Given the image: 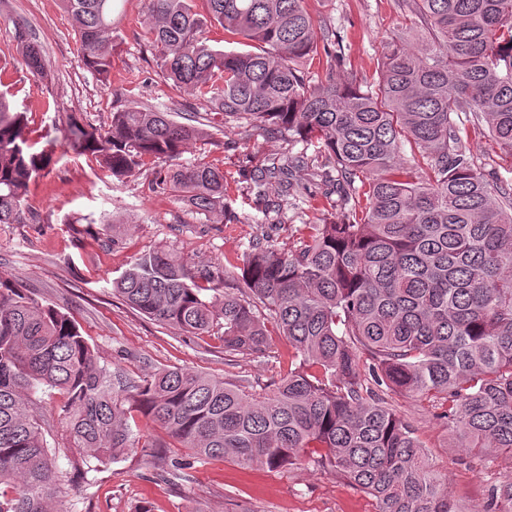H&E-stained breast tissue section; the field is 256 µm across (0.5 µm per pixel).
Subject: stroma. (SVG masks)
<instances>
[{
  "mask_svg": "<svg viewBox=\"0 0 512 512\" xmlns=\"http://www.w3.org/2000/svg\"><path fill=\"white\" fill-rule=\"evenodd\" d=\"M145 0H115L121 46L108 81L81 64L75 23L61 0H0V93L14 111L25 113L26 132L38 147L51 150L54 162L28 184L27 224H0V275L25 294L69 314L110 370L136 378L167 367L209 373L258 391L285 376L293 349L272 335L269 355L226 356L218 331L200 337L181 335L127 306L112 281L141 254L163 248L190 270L207 269L216 281L241 287L227 261L243 243L270 233L284 250L295 249L305 224H321L323 211L310 198L317 186L294 180L295 208L281 226L269 229L252 180L269 158L288 151L280 136L249 132L225 123L220 112L169 86L148 48ZM316 23L331 25L342 39L346 66L361 82L376 74L383 42L411 16L397 0H308ZM25 29L37 44L44 77L21 64L16 32ZM153 106L187 117L198 113L209 139L190 145L173 166L206 160L223 169L229 185L231 217H206L174 193L153 187L156 164L118 180L97 162L76 154L67 133L69 117L87 127L104 128L113 111ZM463 145L485 174L512 181V160L484 135L469 134ZM108 214L106 224H88V215ZM411 420L448 489L463 512H485L488 489L506 473L507 462L468 454L455 445L448 426L424 402L401 394L390 398ZM66 512H134L148 502L152 512H375L374 499L336 476L332 469L301 460L284 470L247 467L230 459L194 463L183 478L160 477L135 452L99 466L86 479L67 485Z\"/></svg>",
  "mask_w": 512,
  "mask_h": 512,
  "instance_id": "35a3bbf8",
  "label": "stroma"
}]
</instances>
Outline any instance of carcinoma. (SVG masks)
<instances>
[{
  "label": "carcinoma",
  "instance_id": "obj_1",
  "mask_svg": "<svg viewBox=\"0 0 512 512\" xmlns=\"http://www.w3.org/2000/svg\"><path fill=\"white\" fill-rule=\"evenodd\" d=\"M114 0H63L80 62L106 80L117 47ZM414 26L384 44L376 78L344 67L336 30L306 0H147L149 47L165 80L204 101L224 122L272 132L299 153L253 175L280 185L265 203L284 223L290 179L335 185L339 220L306 224L282 251L267 236L241 250L244 288L219 291L163 249L112 281L131 308L185 336L224 330V353L268 357L272 324L299 364L269 393L170 367L133 380L101 365L67 314L0 276V512H64L72 474L153 447L128 424L134 406L186 456L157 467L176 475L212 458L280 469L303 457L328 465L369 494L376 512H461L391 393L426 401L448 420L458 447L509 461L487 512H512V182L489 181L463 150V112L512 154V0H404ZM241 38L213 48L208 26ZM22 65L44 73L39 46L18 33ZM325 63L311 86L307 65ZM25 117L0 93V224H26L29 181L52 153L24 135ZM74 151L116 179L163 163L204 136L152 107L112 113L106 129L72 121ZM324 162L308 161V147ZM421 161L408 159L405 147ZM205 215L224 212V173L200 159L156 177ZM62 395L50 419L31 392ZM72 456L57 472L46 436Z\"/></svg>",
  "mask_w": 512,
  "mask_h": 512
}]
</instances>
